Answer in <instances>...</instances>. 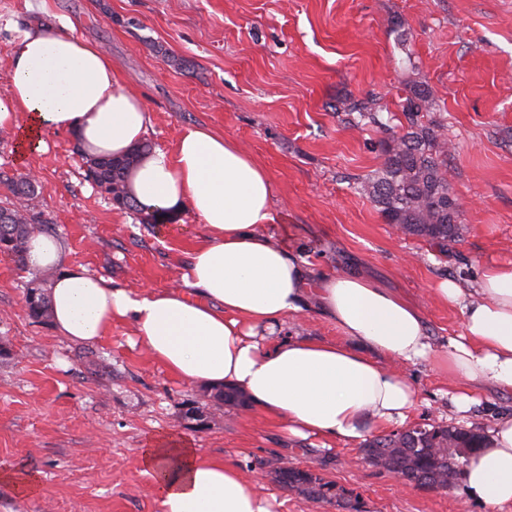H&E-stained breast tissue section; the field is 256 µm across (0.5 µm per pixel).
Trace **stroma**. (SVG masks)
<instances>
[{"instance_id":"1","label":"stroma","mask_w":512,"mask_h":512,"mask_svg":"<svg viewBox=\"0 0 512 512\" xmlns=\"http://www.w3.org/2000/svg\"><path fill=\"white\" fill-rule=\"evenodd\" d=\"M68 22L146 103V142L174 148L190 126L224 134L272 179L279 221L266 233L307 254L313 275L357 272L418 305L436 348L462 332L463 315L432 300L435 282L471 284L486 265L512 260V0H0V95L14 38ZM419 82L441 108L448 185L465 202L463 237L444 255L386 224L359 192L384 161L385 134L352 126L342 110L346 99L374 97L398 111ZM46 142L23 165L15 135L0 130V172H36L30 205L50 219L66 262L133 293L182 287L204 232L198 218L184 210L141 223L86 180L72 135ZM30 278L0 254V472L36 473L44 493L0 482V512H162L138 450L165 431L203 456L265 472L261 491L277 512H486L463 480L424 490L373 466L361 445L325 448L215 402L152 359L130 321L97 342L69 341L30 318ZM406 372L419 395L409 426L486 433L512 412V392L485 389L457 414L437 362ZM280 465L327 482L330 501L283 487L270 475Z\"/></svg>"}]
</instances>
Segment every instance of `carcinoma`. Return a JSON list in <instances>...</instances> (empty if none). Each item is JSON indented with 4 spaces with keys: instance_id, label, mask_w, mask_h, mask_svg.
Returning a JSON list of instances; mask_svg holds the SVG:
<instances>
[{
    "instance_id": "carcinoma-1",
    "label": "carcinoma",
    "mask_w": 512,
    "mask_h": 512,
    "mask_svg": "<svg viewBox=\"0 0 512 512\" xmlns=\"http://www.w3.org/2000/svg\"><path fill=\"white\" fill-rule=\"evenodd\" d=\"M407 126L399 134L391 126L393 116L374 98L350 99L344 112L353 125L375 127L388 134L383 143L384 162L375 176L361 183L363 191L376 205L384 221L396 224L402 233L425 239L439 253L462 238V210L456 222L448 220V143L441 139L440 121L425 125L424 112L440 111L429 87L411 86L400 104ZM149 152L143 144L124 158L95 159L81 156L86 177L111 203L120 209H134L125 193V182L134 167ZM10 193L0 205V253L25 266L30 236L42 230L49 219L29 207L38 191V183L23 175L0 180ZM36 303L28 305L29 315L38 321L50 317V297L43 282H35ZM485 435L459 428L417 426L399 435L375 436L364 443L374 449L370 462L382 469L431 489L449 485L464 474L471 454L484 447ZM275 477L289 489H298L313 502L328 500L329 487L322 479L296 468H279Z\"/></svg>"
}]
</instances>
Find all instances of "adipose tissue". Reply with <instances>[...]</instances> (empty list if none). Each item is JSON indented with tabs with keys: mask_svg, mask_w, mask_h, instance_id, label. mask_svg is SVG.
I'll return each mask as SVG.
<instances>
[{
	"mask_svg": "<svg viewBox=\"0 0 512 512\" xmlns=\"http://www.w3.org/2000/svg\"><path fill=\"white\" fill-rule=\"evenodd\" d=\"M9 56L0 128L15 132L18 162L44 152L50 131L72 134L92 156H120L142 141L150 112L100 46L35 28L15 39ZM126 191L144 211L187 208L200 219L205 233L184 287L139 295L111 287L67 265L57 238L32 234L27 265L51 276V320L60 335L95 342L114 320H131L138 342L171 374L235 388L289 435L326 448L411 417L417 390L407 364L442 356L460 414L475 404V391L512 392V262L487 266L476 287L444 279L432 289L435 301L460 307L464 317L462 334L440 352L424 313L403 296L353 273L309 277L297 249L266 235L265 225L277 221L271 179L223 135L187 128L173 149L141 159ZM312 308L334 323L337 340L286 335V319ZM139 461L162 512H274L239 469L172 434L154 437ZM464 479L488 512L512 507V412L498 417Z\"/></svg>",
	"mask_w": 512,
	"mask_h": 512,
	"instance_id": "adipose-tissue-1",
	"label": "adipose tissue"
}]
</instances>
